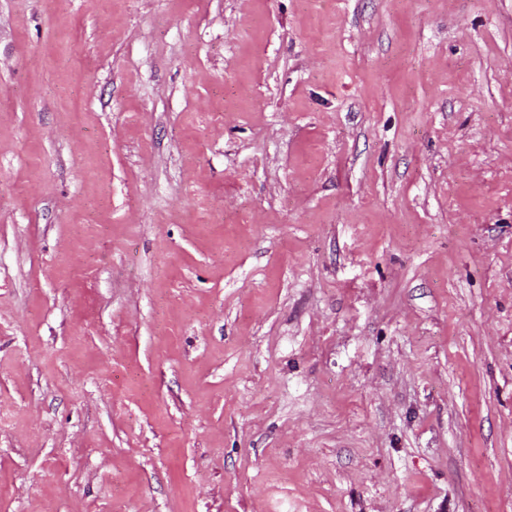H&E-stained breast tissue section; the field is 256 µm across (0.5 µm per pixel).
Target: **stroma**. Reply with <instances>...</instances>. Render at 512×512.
Instances as JSON below:
<instances>
[{"instance_id": "obj_1", "label": "stroma", "mask_w": 512, "mask_h": 512, "mask_svg": "<svg viewBox=\"0 0 512 512\" xmlns=\"http://www.w3.org/2000/svg\"><path fill=\"white\" fill-rule=\"evenodd\" d=\"M0 512H512V0H0Z\"/></svg>"}]
</instances>
